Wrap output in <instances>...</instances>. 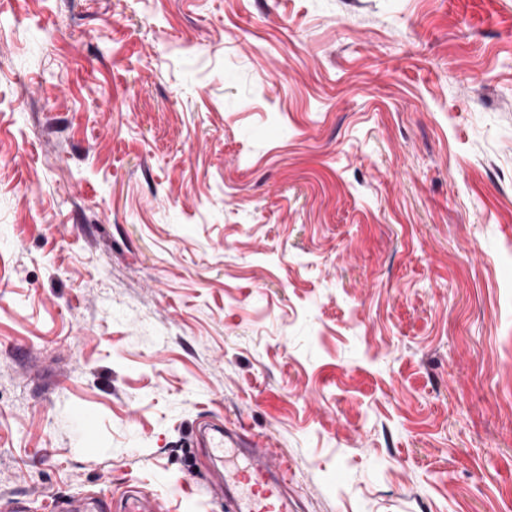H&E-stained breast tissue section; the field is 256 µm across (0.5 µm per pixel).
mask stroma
Instances as JSON below:
<instances>
[{
  "mask_svg": "<svg viewBox=\"0 0 512 512\" xmlns=\"http://www.w3.org/2000/svg\"><path fill=\"white\" fill-rule=\"evenodd\" d=\"M207 417L512 512V0H0V497L226 512ZM122 498V507L118 512H155L163 511L164 506L157 499H151L135 491Z\"/></svg>",
  "mask_w": 512,
  "mask_h": 512,
  "instance_id": "obj_1",
  "label": "stroma"
}]
</instances>
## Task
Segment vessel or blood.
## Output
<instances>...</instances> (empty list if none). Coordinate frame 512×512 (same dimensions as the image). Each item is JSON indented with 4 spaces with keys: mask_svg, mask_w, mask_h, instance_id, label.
<instances>
[{
    "mask_svg": "<svg viewBox=\"0 0 512 512\" xmlns=\"http://www.w3.org/2000/svg\"><path fill=\"white\" fill-rule=\"evenodd\" d=\"M209 445L224 452V470L212 490L223 493L232 512H295L288 474L262 441L242 439L229 448L218 430ZM162 508L158 500L135 493L123 497L119 512H161Z\"/></svg>",
    "mask_w": 512,
    "mask_h": 512,
    "instance_id": "vessel-or-blood-1",
    "label": "vessel or blood"
}]
</instances>
